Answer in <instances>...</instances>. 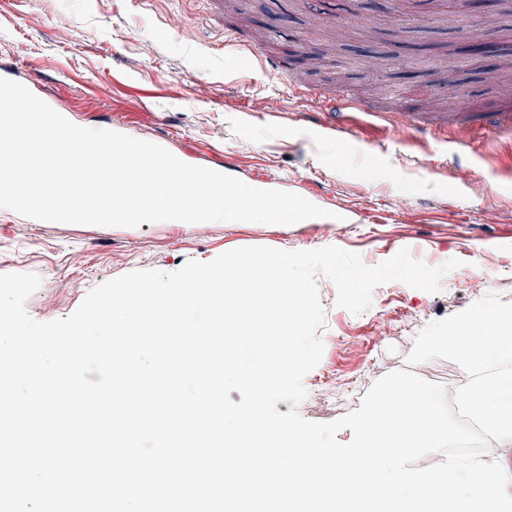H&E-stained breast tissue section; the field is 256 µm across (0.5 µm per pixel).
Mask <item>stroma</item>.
<instances>
[{
	"mask_svg": "<svg viewBox=\"0 0 512 512\" xmlns=\"http://www.w3.org/2000/svg\"><path fill=\"white\" fill-rule=\"evenodd\" d=\"M240 0L223 28L210 27L203 0H0V59L16 79L72 123L140 139H160L181 161L223 166L234 157L241 181L286 184L289 192L349 224L254 222L143 224L137 228L42 223L0 209V273L41 278L28 315H71L94 287L134 270L173 272L238 247L286 251L336 246L375 266L409 249L438 267L451 259L436 294L400 282L376 287L359 315L336 304L337 288L318 275L324 352L309 372L297 409L330 422L355 410L353 384L372 385L400 369L444 382L459 372L447 359L408 364L416 335L487 293L512 302V131L476 130L452 142L399 132L393 110L450 112V89L483 111L512 93V67L460 52L471 38L502 45L512 60V14L448 20L457 0H432L433 16H398L395 0H344L311 19L299 0ZM263 42L284 73L248 68L224 48L226 30ZM305 73L323 93L348 90L372 113L335 114L288 94L287 71ZM317 118L311 128L309 118ZM351 127L352 137L332 131Z\"/></svg>",
	"mask_w": 512,
	"mask_h": 512,
	"instance_id": "1",
	"label": "stroma"
}]
</instances>
